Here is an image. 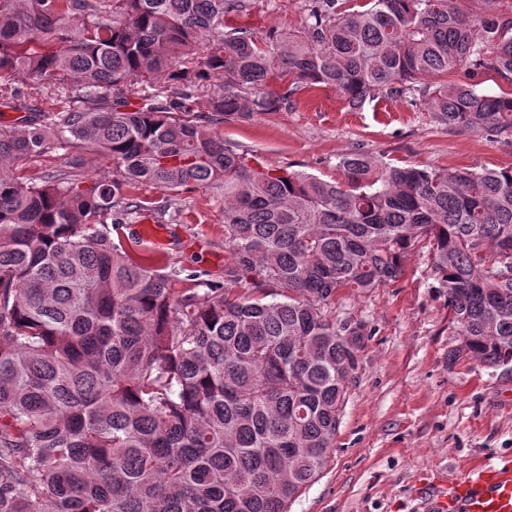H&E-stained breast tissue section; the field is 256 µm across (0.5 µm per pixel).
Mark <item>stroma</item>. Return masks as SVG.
I'll list each match as a JSON object with an SVG mask.
<instances>
[{"instance_id":"1","label":"stroma","mask_w":512,"mask_h":512,"mask_svg":"<svg viewBox=\"0 0 512 512\" xmlns=\"http://www.w3.org/2000/svg\"><path fill=\"white\" fill-rule=\"evenodd\" d=\"M304 0H253L227 24L298 31ZM216 131L226 145L264 166L339 179L337 163L361 152L398 166H512V132L492 136L437 120L425 99H374L349 109L336 90L297 94L280 111L225 117ZM26 181L77 175L112 178V161L76 145L51 143L19 171ZM126 195L143 205L113 229L130 260L169 275L177 288L223 281L224 206L209 188L168 201L165 190L133 184ZM162 238L141 239L140 227ZM430 247L406 254L402 278L368 294H339L336 317L362 328L358 364L327 466L288 512H424L418 483L461 477L490 457L512 459V371L461 360L449 363L457 338L448 298L434 274Z\"/></svg>"}]
</instances>
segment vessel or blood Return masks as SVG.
Returning <instances> with one entry per match:
<instances>
[{
	"label": "vessel or blood",
	"mask_w": 512,
	"mask_h": 512,
	"mask_svg": "<svg viewBox=\"0 0 512 512\" xmlns=\"http://www.w3.org/2000/svg\"><path fill=\"white\" fill-rule=\"evenodd\" d=\"M431 512H512V461H489L452 485L427 483L417 489Z\"/></svg>",
	"instance_id": "b4317fda"
}]
</instances>
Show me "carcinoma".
Listing matches in <instances>:
<instances>
[{
    "instance_id": "obj_1",
    "label": "carcinoma",
    "mask_w": 512,
    "mask_h": 512,
    "mask_svg": "<svg viewBox=\"0 0 512 512\" xmlns=\"http://www.w3.org/2000/svg\"><path fill=\"white\" fill-rule=\"evenodd\" d=\"M336 2L306 0L300 31L262 38L226 24L249 0H0V75L71 89L48 111L13 88L24 127L0 129V512H288L328 462L358 363L336 296L398 281L421 242L450 360L512 367V167L353 152L326 181L253 166L209 130L330 87L352 109L418 94L450 127L512 131V92L417 86L459 69L511 85V17ZM136 81L181 91L133 103ZM53 136L111 157L112 181L12 174ZM132 182L219 193L225 280L255 288L177 289L131 263L100 225L142 209Z\"/></svg>"
}]
</instances>
